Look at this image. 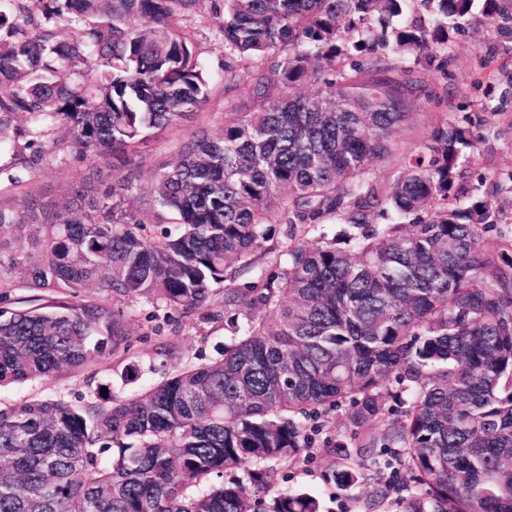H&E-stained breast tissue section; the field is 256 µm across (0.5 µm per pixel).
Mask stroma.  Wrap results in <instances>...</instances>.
I'll return each instance as SVG.
<instances>
[{"mask_svg": "<svg viewBox=\"0 0 512 512\" xmlns=\"http://www.w3.org/2000/svg\"><path fill=\"white\" fill-rule=\"evenodd\" d=\"M416 78L424 92L416 101L410 129L396 140L398 152L412 148L439 120H463L485 116L478 133L483 144L467 154L464 164L472 178L489 170L512 169V21L483 22L474 15L463 32L448 45L447 61H435L418 70ZM234 103L248 108L251 95L246 85L231 91L216 88L200 113L181 120L175 128L150 134L132 162L119 156H69L52 160L30 171L13 164L9 153L0 154V173L20 178L24 188L42 203L49 204L79 189L94 194L110 184L113 177L132 176L141 186H149L156 170L175 158L197 131L219 136L224 127V107ZM127 325V355L107 356L75 373H63L44 382H26L0 388V405L10 406L31 399H62L75 405L94 401L101 390L132 397L147 387L166 380L177 368L218 358L230 337L229 317L224 312V293L216 291L210 303L185 315L156 307L141 300L119 303ZM171 346L176 357L164 355ZM134 361L137 376L124 377L126 361ZM345 410L320 416L308 425L311 448L302 451L296 462L274 468V483L316 495L321 512H365L373 483L387 481L391 492L378 512H405L414 485L401 471L397 457L387 448L374 449L365 461L358 482L342 485L336 479L347 441Z\"/></svg>", "mask_w": 512, "mask_h": 512, "instance_id": "obj_1", "label": "stroma"}]
</instances>
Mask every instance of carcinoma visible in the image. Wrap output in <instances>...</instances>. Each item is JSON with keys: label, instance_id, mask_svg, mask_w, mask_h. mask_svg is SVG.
<instances>
[{"label": "carcinoma", "instance_id": "obj_1", "mask_svg": "<svg viewBox=\"0 0 512 512\" xmlns=\"http://www.w3.org/2000/svg\"><path fill=\"white\" fill-rule=\"evenodd\" d=\"M477 8L493 20L512 0H0V151L28 169L129 159L203 110L206 66L174 14L212 15L219 79L254 100L225 106L221 136L196 135L155 174L146 204L176 216L159 238L127 206V176L53 207L0 188V235L36 252L0 240V386L117 352L125 317L109 298L191 314L273 254L270 274L224 288L222 357L133 398L0 407V512H320L274 488L272 464L343 405L355 452L342 484L390 448L417 490L406 512H512V172L470 184L478 139L446 119L392 179L372 176L414 116L408 73ZM16 279L45 295L10 299ZM86 288L104 299L77 300Z\"/></svg>", "mask_w": 512, "mask_h": 512}]
</instances>
